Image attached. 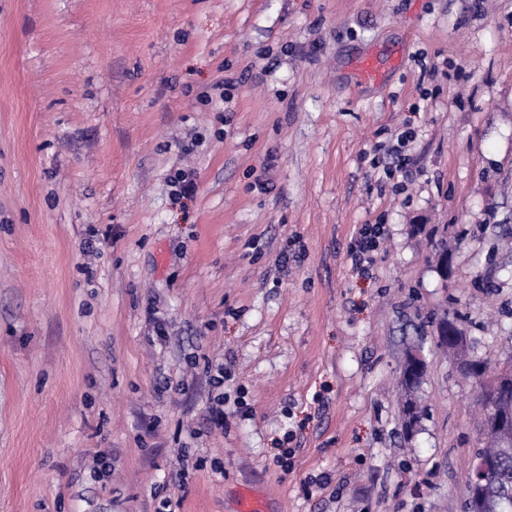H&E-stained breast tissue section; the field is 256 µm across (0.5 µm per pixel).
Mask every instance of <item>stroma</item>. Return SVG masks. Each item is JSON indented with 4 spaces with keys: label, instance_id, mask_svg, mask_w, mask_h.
I'll list each match as a JSON object with an SVG mask.
<instances>
[{
    "label": "stroma",
    "instance_id": "stroma-1",
    "mask_svg": "<svg viewBox=\"0 0 512 512\" xmlns=\"http://www.w3.org/2000/svg\"><path fill=\"white\" fill-rule=\"evenodd\" d=\"M447 312L512 355V0H0V512H464ZM382 225L362 224L357 230L354 245L348 252L351 267L360 271H369L373 266L374 252L377 251L382 237Z\"/></svg>",
    "mask_w": 512,
    "mask_h": 512
}]
</instances>
